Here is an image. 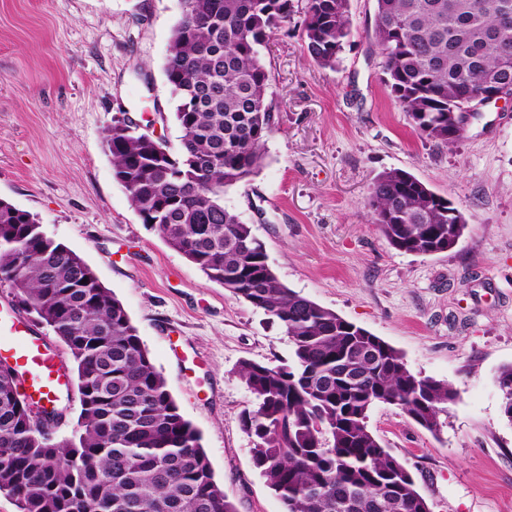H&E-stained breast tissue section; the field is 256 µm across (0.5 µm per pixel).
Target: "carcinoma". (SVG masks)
I'll return each mask as SVG.
<instances>
[{"instance_id":"obj_1","label":"carcinoma","mask_w":512,"mask_h":512,"mask_svg":"<svg viewBox=\"0 0 512 512\" xmlns=\"http://www.w3.org/2000/svg\"><path fill=\"white\" fill-rule=\"evenodd\" d=\"M375 2L384 85L420 136L448 143V115L490 78L512 91V0ZM293 14V0H185L162 67L180 150L125 117L113 120L105 146L142 223L288 337L291 363L239 365L254 396L242 416L253 463L284 512H431L370 430L369 412L395 405L433 432L456 393L288 288L251 225L224 204L226 189L263 165L275 127L263 50ZM302 36L316 63L335 67L350 36L349 0H307ZM367 206L405 253L448 251L466 228L450 199L402 169L374 178ZM0 282L65 345L80 401L71 433L51 440L44 424L57 406L36 405L18 377L0 373V494L18 512H237L123 304L78 253L4 199ZM496 383L512 423V364Z\"/></svg>"}]
</instances>
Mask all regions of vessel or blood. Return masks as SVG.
I'll list each match as a JSON object with an SVG mask.
<instances>
[{
    "label": "vessel or blood",
    "instance_id": "obj_1",
    "mask_svg": "<svg viewBox=\"0 0 512 512\" xmlns=\"http://www.w3.org/2000/svg\"><path fill=\"white\" fill-rule=\"evenodd\" d=\"M0 360L13 362L22 376L25 395L47 402L67 389L54 356L20 315L0 314Z\"/></svg>",
    "mask_w": 512,
    "mask_h": 512
}]
</instances>
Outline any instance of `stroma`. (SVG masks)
I'll list each match as a JSON object with an SVG mask.
<instances>
[{"instance_id": "stroma-1", "label": "stroma", "mask_w": 512, "mask_h": 512, "mask_svg": "<svg viewBox=\"0 0 512 512\" xmlns=\"http://www.w3.org/2000/svg\"><path fill=\"white\" fill-rule=\"evenodd\" d=\"M306 0L271 42L277 126L227 207L252 224L288 287L379 336L457 394L437 432L379 403L368 425L431 512H512V423L495 382L512 363V105L451 144L421 137L389 94L375 0H349L336 67L307 53ZM179 0H0V199L30 212L121 301L237 512H283L255 468L241 360L278 365L287 336L142 224L104 136L128 113L171 150L181 132L162 64ZM402 169L448 197L467 228L425 256L388 245L366 196Z\"/></svg>"}]
</instances>
